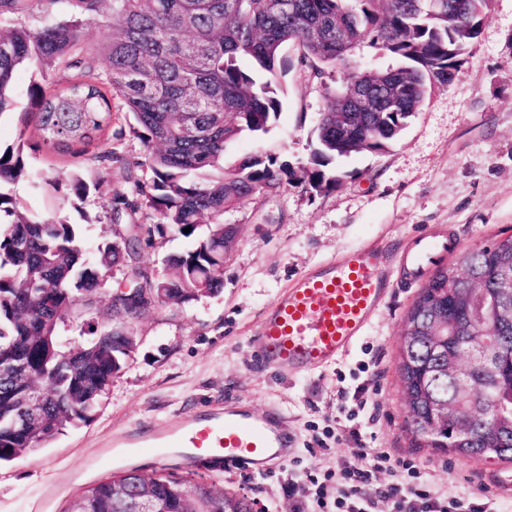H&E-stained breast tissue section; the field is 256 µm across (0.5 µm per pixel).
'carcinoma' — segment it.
I'll use <instances>...</instances> for the list:
<instances>
[{"label": "carcinoma", "mask_w": 512, "mask_h": 512, "mask_svg": "<svg viewBox=\"0 0 512 512\" xmlns=\"http://www.w3.org/2000/svg\"><path fill=\"white\" fill-rule=\"evenodd\" d=\"M57 0H0V114L14 108L15 72L24 65L71 73L67 85L29 89L30 109L17 142L0 148V463L25 457L55 435L88 422L124 368L134 345L133 324L144 309L112 320L95 292L107 270L123 265L152 288L157 302L190 304L224 285V212L256 194L278 195L302 185L316 193L336 190L342 175L336 161L351 152L336 146V129L322 115L309 164L295 165L273 153L228 163L226 144L241 135L269 132L282 108L277 71L292 46L309 77L327 69L342 73V85L325 87L330 112H352L344 95L354 86L377 96L402 87L397 108L382 109L384 128L373 132L369 115L350 133L371 142L366 153L386 151L422 111L434 88L448 86L449 71L478 42L493 0H110L109 34L98 48L85 44L86 26L99 21L105 0H70L73 16L33 30L20 19L47 11ZM342 31L336 41V31ZM369 46L400 60L369 73L352 65L354 52ZM105 67H100V64ZM131 115L132 132L145 147L133 163L112 151L97 156L122 163L123 187L114 191L110 222L140 216L167 232L197 236L195 247L166 257L162 273L137 262L143 239L133 231L88 256L78 225L57 214L35 216L7 188L28 174L23 157L26 128L34 125L39 144L67 152L89 145L112 128V99ZM83 200L100 180L75 176L62 183ZM512 264L501 263L492 242L471 253L464 287L478 278L498 287ZM75 319L92 338L78 342L60 332ZM404 388L415 391L414 417L429 415L430 397L453 403L460 382L445 378L428 386L431 372L399 359ZM488 393L512 397V369ZM36 390L41 405L24 421L22 397ZM438 452L481 456L483 444L457 446L450 438L425 443ZM142 477L128 470L88 486L75 498L80 512H132ZM154 512H188L224 507V491L190 484L170 474L150 478Z\"/></svg>", "instance_id": "cac0c4a2"}]
</instances>
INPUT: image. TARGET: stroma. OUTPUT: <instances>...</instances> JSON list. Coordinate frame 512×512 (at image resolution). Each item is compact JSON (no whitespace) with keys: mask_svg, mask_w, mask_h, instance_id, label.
Masks as SVG:
<instances>
[{"mask_svg":"<svg viewBox=\"0 0 512 512\" xmlns=\"http://www.w3.org/2000/svg\"><path fill=\"white\" fill-rule=\"evenodd\" d=\"M282 84L287 101L261 139L231 142L227 159L256 149L294 163L307 162L324 86L341 84L339 73L313 80L297 64ZM57 72L32 66L15 75L16 107L0 114V145L26 136L25 155L38 176L78 175L100 181L86 200L43 192L22 180L11 191L28 210L59 212L83 225L89 248L112 239V194L122 170L100 175L93 155L114 150L131 160L143 147L132 134L103 136L86 153L72 157L35 147L34 132H22L20 118L30 103L32 83H57ZM344 179L330 193L288 187L278 195H254L224 221L238 227L235 247L224 259V286L188 305L160 303L135 325L136 346L112 380L92 419L54 437L44 448L0 464V512H67L85 487L135 469L152 476L173 473L192 482L247 496L256 512H299L283 484L304 471L319 474L352 462V430L366 447L419 464L437 490L495 494L512 512V461L443 455L419 447L407 422V396L398 372L403 324L417 288L393 289L365 336L349 355L313 373L287 378L261 368L249 342L265 312L288 285L318 264L365 243L400 249L425 227L452 226L460 242L447 264L464 273L463 257L512 233V0H495L478 43L464 55L458 77L435 88L422 112L386 152L362 153L337 163ZM192 239L152 235L139 262L164 269L167 255L184 252ZM234 397L255 411L277 406L298 435L300 464L277 463L250 476L207 463L179 448H117L115 439L136 438L177 425Z\"/></svg>","mask_w":512,"mask_h":512,"instance_id":"1","label":"stroma"}]
</instances>
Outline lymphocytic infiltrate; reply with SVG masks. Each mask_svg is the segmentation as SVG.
Segmentation results:
<instances>
[{
  "label": "lymphocytic infiltrate",
  "mask_w": 512,
  "mask_h": 512,
  "mask_svg": "<svg viewBox=\"0 0 512 512\" xmlns=\"http://www.w3.org/2000/svg\"><path fill=\"white\" fill-rule=\"evenodd\" d=\"M352 454V466L321 476L306 474L304 482L293 480L284 484L285 494L295 496L307 483L314 488L307 501V512H324L331 500L335 501L338 512H373L374 500L366 488L372 476L385 469L395 475L394 483L387 490L393 512H498L495 501L487 497L465 493L448 498L422 478L413 462L361 445L354 448Z\"/></svg>",
  "instance_id": "lymphocytic-infiltrate-1"
}]
</instances>
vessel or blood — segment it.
I'll return each mask as SVG.
<instances>
[{
	"instance_id": "obj_1",
	"label": "vessel or blood",
	"mask_w": 512,
	"mask_h": 512,
	"mask_svg": "<svg viewBox=\"0 0 512 512\" xmlns=\"http://www.w3.org/2000/svg\"><path fill=\"white\" fill-rule=\"evenodd\" d=\"M458 245L454 233L428 229L397 255L362 245L298 277L266 311L250 348L257 363L283 375L327 367L362 339L393 280L424 282ZM148 448H190L203 459L265 474L292 458L295 431L275 406L263 413L228 397L209 410L143 440Z\"/></svg>"
}]
</instances>
